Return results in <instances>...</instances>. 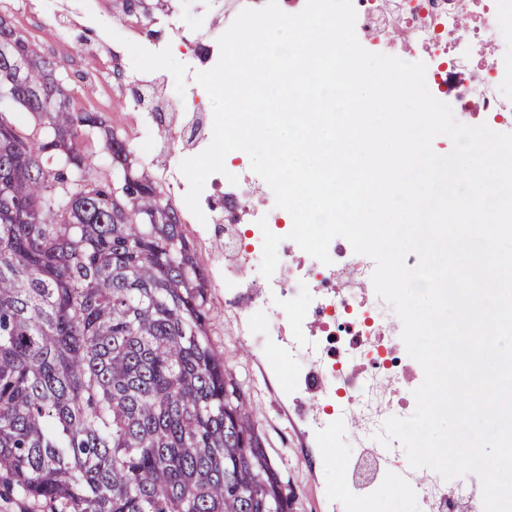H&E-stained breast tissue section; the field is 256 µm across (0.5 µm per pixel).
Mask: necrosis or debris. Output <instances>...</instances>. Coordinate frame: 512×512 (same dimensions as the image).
Listing matches in <instances>:
<instances>
[{
    "label": "necrosis or debris",
    "mask_w": 512,
    "mask_h": 512,
    "mask_svg": "<svg viewBox=\"0 0 512 512\" xmlns=\"http://www.w3.org/2000/svg\"><path fill=\"white\" fill-rule=\"evenodd\" d=\"M353 5L356 36L368 51L424 62L430 93L451 106L458 122L512 133V0H353ZM164 100L173 134L160 149L171 159L168 185L180 186L185 177L178 157L188 146L200 150L207 143L185 137L201 106L169 93ZM230 157L226 174L209 178L224 192V249L233 255L224 271V285L233 291L227 308L247 321L267 319L273 310L289 316L284 328L267 319L262 333L289 334L279 355L302 371L306 387L320 388V427L337 432L355 423L372 436L388 418L410 417L409 392L423 369L406 352L400 319L374 290L373 260L337 237L329 244L332 262L326 265L287 240L289 215L276 207L271 188L251 170L245 152L235 150ZM262 218L282 238L269 278L260 272ZM383 457L386 467L377 468L376 459ZM393 483L408 489L405 512H484L477 475L446 480L429 469L417 479L395 440L377 445L374 458L359 459L336 475V488L353 510Z\"/></svg>",
    "instance_id": "obj_1"
}]
</instances>
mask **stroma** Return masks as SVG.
Segmentation results:
<instances>
[{
    "mask_svg": "<svg viewBox=\"0 0 512 512\" xmlns=\"http://www.w3.org/2000/svg\"><path fill=\"white\" fill-rule=\"evenodd\" d=\"M86 3L0 0V15L26 37L39 56L58 63L62 78L74 90L75 108L103 112L143 163L146 174L164 175L168 157L141 152L142 145L169 134L167 122L154 120L152 115L163 103L152 93L135 98L127 84L129 68L146 65L152 67L154 75L166 77L172 90L185 88L182 58L150 52L148 44L139 42L132 30L134 22L149 13L157 19L154 40L175 38L176 30L164 17V0H137L131 10L106 15L89 11ZM60 10L76 20L64 44L46 31L47 19ZM89 39L102 42L112 58L106 79L98 77V62L81 52L82 43ZM166 196L175 204L209 279V341L223 356L226 370L246 397L266 453L291 499V512H342L336 494V469L343 460V450L357 448V434L344 431L337 435L334 446L325 447L307 409L303 380L289 377L287 363L274 355L276 349L285 346V337L257 335L224 305L223 225L201 223L186 206L183 192L170 190Z\"/></svg>",
    "mask_w": 512,
    "mask_h": 512,
    "instance_id": "obj_1",
    "label": "stroma"
}]
</instances>
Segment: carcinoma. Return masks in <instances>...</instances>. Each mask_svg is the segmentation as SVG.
Segmentation results:
<instances>
[{
    "mask_svg": "<svg viewBox=\"0 0 512 512\" xmlns=\"http://www.w3.org/2000/svg\"><path fill=\"white\" fill-rule=\"evenodd\" d=\"M58 68L0 16V490L41 512H288L177 208ZM92 132L119 195L89 175Z\"/></svg>",
    "mask_w": 512,
    "mask_h": 512,
    "instance_id": "cac0c4a2",
    "label": "carcinoma"
}]
</instances>
